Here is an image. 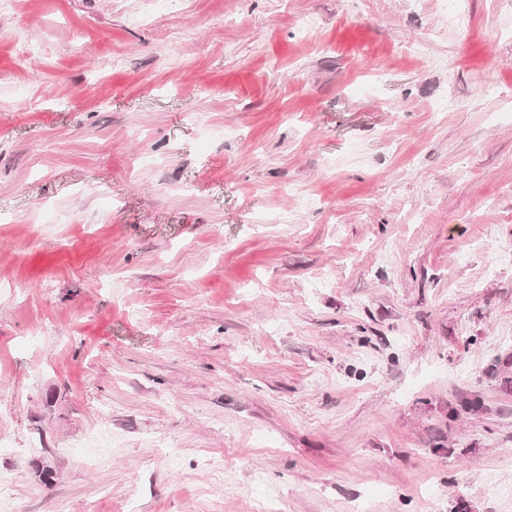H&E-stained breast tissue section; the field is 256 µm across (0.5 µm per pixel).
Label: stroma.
<instances>
[{
  "label": "stroma",
  "instance_id": "obj_1",
  "mask_svg": "<svg viewBox=\"0 0 512 512\" xmlns=\"http://www.w3.org/2000/svg\"><path fill=\"white\" fill-rule=\"evenodd\" d=\"M5 481L512 512V0L0 13Z\"/></svg>",
  "mask_w": 512,
  "mask_h": 512
}]
</instances>
